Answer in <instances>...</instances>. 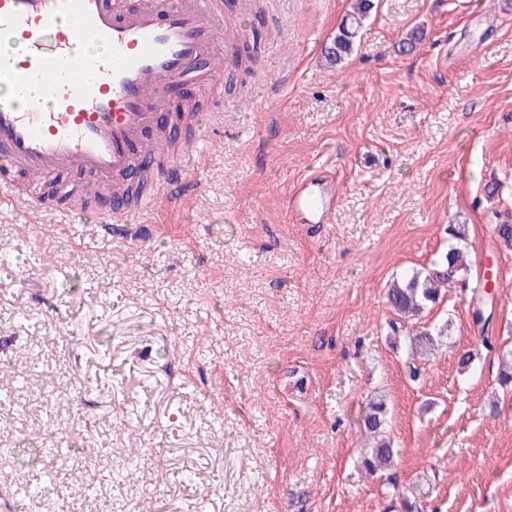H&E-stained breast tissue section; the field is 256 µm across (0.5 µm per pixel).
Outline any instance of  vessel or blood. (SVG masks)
Here are the masks:
<instances>
[{
  "instance_id": "b4317fda",
  "label": "vessel or blood",
  "mask_w": 512,
  "mask_h": 512,
  "mask_svg": "<svg viewBox=\"0 0 512 512\" xmlns=\"http://www.w3.org/2000/svg\"><path fill=\"white\" fill-rule=\"evenodd\" d=\"M223 0H0V85H36L48 106L20 110L0 97V164L32 178L84 176L107 198L113 226L134 212L181 198L200 153L167 156L165 144L189 116L162 121L172 85L191 81L207 96L223 84L232 46L218 48L215 17ZM101 44L86 51L87 41ZM69 190L53 200L20 196L0 180V208L13 214L63 210ZM336 208V181L310 173L285 198L290 222L326 224Z\"/></svg>"
}]
</instances>
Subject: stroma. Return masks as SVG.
<instances>
[{
    "label": "stroma",
    "instance_id": "stroma-1",
    "mask_svg": "<svg viewBox=\"0 0 512 512\" xmlns=\"http://www.w3.org/2000/svg\"><path fill=\"white\" fill-rule=\"evenodd\" d=\"M373 2L333 68L322 51L352 0L225 5L237 34L261 18L269 36L252 70L226 68L188 194L133 218L143 240L73 213L34 214L25 234L0 210V390L6 372L25 381L0 406V450L98 432L93 455L0 466L8 502L45 468L64 512H397L400 490L418 512H512V248L492 234L512 223V0ZM320 167L330 223L287 222L288 190ZM452 224L469 228L467 281L497 271L495 313L480 330L469 289H441L418 323L446 333L413 360L386 290L435 272ZM380 395L399 455L371 477L359 411ZM130 448L140 471L113 485Z\"/></svg>",
    "mask_w": 512,
    "mask_h": 512
}]
</instances>
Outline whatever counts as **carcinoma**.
Masks as SVG:
<instances>
[{
	"mask_svg": "<svg viewBox=\"0 0 512 512\" xmlns=\"http://www.w3.org/2000/svg\"><path fill=\"white\" fill-rule=\"evenodd\" d=\"M373 8L372 0H355L353 11L342 21L335 37L325 47L324 54L331 65H340L354 50L363 21ZM448 237L452 243L448 250L439 256L438 263L441 271L425 273L415 270L392 281L386 293V305L401 320L406 322L420 316L426 307L438 300L440 287L452 284L459 277L467 274L468 265L464 258L463 246L467 238V227L464 224L448 225ZM409 354L412 358H422L434 349L433 332L424 327L408 332ZM360 422L369 434L371 447L364 449L361 464L366 472L373 476L388 470L397 454L387 436L388 407L382 398H372L360 411ZM75 448L72 444L53 433L44 434L40 444L30 447L22 445L15 453L14 460L19 464L29 462L31 456L44 454L57 457L64 461L72 455ZM145 449H134L133 455L126 466L112 473V482L123 484L136 469L140 455ZM53 480V475L41 472L39 478L26 486L20 496V503L37 500L44 504L46 512H52L56 505L47 499V488Z\"/></svg>",
	"mask_w": 512,
	"mask_h": 512,
	"instance_id": "carcinoma-1",
	"label": "carcinoma"
}]
</instances>
